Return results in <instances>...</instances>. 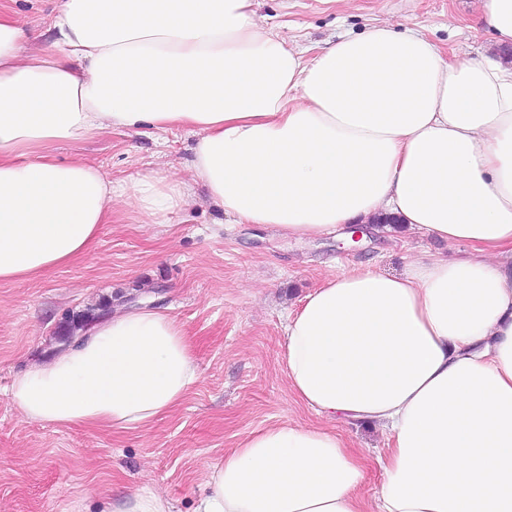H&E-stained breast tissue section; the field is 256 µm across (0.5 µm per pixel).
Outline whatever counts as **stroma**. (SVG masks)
Returning <instances> with one entry per match:
<instances>
[{"label": "stroma", "mask_w": 512, "mask_h": 512, "mask_svg": "<svg viewBox=\"0 0 512 512\" xmlns=\"http://www.w3.org/2000/svg\"><path fill=\"white\" fill-rule=\"evenodd\" d=\"M484 0H257L258 20L292 46L316 54L326 43L374 25L413 27L449 61L502 60L485 27ZM193 140L175 128L150 133L106 129L55 148L127 182L146 170L187 178ZM443 243L397 228L350 243L297 241L269 227L236 224L212 206L174 214L166 225L139 224L115 208L92 252L32 281L0 283V512H94L99 495L148 488L175 512H194L205 474L247 433L318 416L289 391L280 363L289 310L337 266L402 273ZM148 302L169 308L194 346L199 378L183 403L147 433L115 435L22 421L6 390L15 374L64 348L83 319ZM367 459L362 493L375 500L376 464L389 439L369 424L341 423Z\"/></svg>", "instance_id": "1"}]
</instances>
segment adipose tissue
<instances>
[{"mask_svg": "<svg viewBox=\"0 0 512 512\" xmlns=\"http://www.w3.org/2000/svg\"><path fill=\"white\" fill-rule=\"evenodd\" d=\"M0 15V283L84 258L115 206L166 224L195 200L296 240L398 216L466 255L325 278L288 312L281 365L321 417L246 434L194 512H512V71L375 25L313 57L252 0H59ZM189 129V180L58 160L105 129ZM198 379L169 310L123 308L15 374L29 422L148 431ZM389 435L376 506L341 422ZM59 1L43 3L41 0H0V14H6L24 26L41 31L44 29L45 17L49 9Z\"/></svg>", "mask_w": 512, "mask_h": 512, "instance_id": "ef3b65f1", "label": "adipose tissue"}]
</instances>
